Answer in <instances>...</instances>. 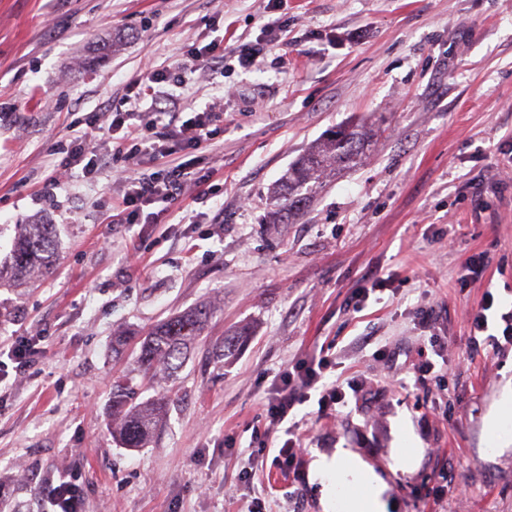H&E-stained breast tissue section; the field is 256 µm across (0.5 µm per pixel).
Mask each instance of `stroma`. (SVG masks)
Returning a JSON list of instances; mask_svg holds the SVG:
<instances>
[{
  "label": "stroma",
  "instance_id": "stroma-1",
  "mask_svg": "<svg viewBox=\"0 0 512 512\" xmlns=\"http://www.w3.org/2000/svg\"><path fill=\"white\" fill-rule=\"evenodd\" d=\"M259 39L270 51L240 67L233 48ZM213 41L223 63L187 75L176 106L186 120L224 103L192 168L206 203L188 188L160 223L117 229L107 172L79 165L43 194L77 122L119 105L147 62ZM369 116L386 130L365 163L294 223H266L297 155ZM511 158L512 0H0V262L17 225L58 239L53 277L0 286V341L39 348L25 372L0 371V512H39L40 486L66 474L82 512H245L256 498L322 512L309 465L338 448L383 477L391 512H512V446L486 451L512 348L468 353L485 291L512 310V186H498ZM480 253L487 266L461 279ZM202 303L214 315L152 442L120 447L112 383L133 354L113 352L115 334ZM243 325L248 342L223 357ZM435 346L450 370L416 379ZM319 356L350 386L330 417L296 407L307 440L290 466L265 434L266 398ZM403 429L421 450L411 469L396 465Z\"/></svg>",
  "mask_w": 512,
  "mask_h": 512
}]
</instances>
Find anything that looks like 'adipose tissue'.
<instances>
[{
	"label": "adipose tissue",
	"mask_w": 512,
	"mask_h": 512,
	"mask_svg": "<svg viewBox=\"0 0 512 512\" xmlns=\"http://www.w3.org/2000/svg\"><path fill=\"white\" fill-rule=\"evenodd\" d=\"M310 479L320 486L323 512H386V483L347 449L317 455Z\"/></svg>",
	"instance_id": "1"
}]
</instances>
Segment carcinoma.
Returning a JSON list of instances; mask_svg holds the SVG:
<instances>
[{
  "instance_id": "obj_1",
  "label": "carcinoma",
  "mask_w": 512,
  "mask_h": 512,
  "mask_svg": "<svg viewBox=\"0 0 512 512\" xmlns=\"http://www.w3.org/2000/svg\"><path fill=\"white\" fill-rule=\"evenodd\" d=\"M376 136L375 122L365 120L342 125L311 143L271 189L268 223H293L337 174L363 164ZM56 257L54 225L21 224L9 264H0V282L20 284L36 272L48 275ZM212 316L211 308L201 305L168 318L140 339L132 369L112 383V434L122 447H145L169 406L166 391L138 400L143 381L154 383L174 376ZM248 336L250 329L242 327L224 337V356L234 355Z\"/></svg>"
}]
</instances>
